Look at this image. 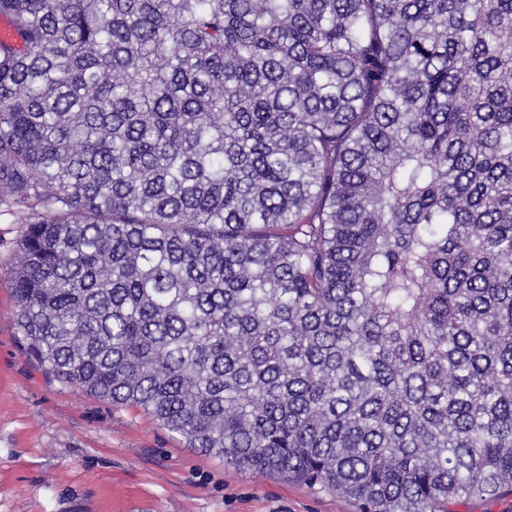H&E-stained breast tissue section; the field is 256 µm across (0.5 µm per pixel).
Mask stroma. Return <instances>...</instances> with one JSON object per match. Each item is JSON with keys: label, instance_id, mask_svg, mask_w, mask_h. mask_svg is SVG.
<instances>
[{"label": "stroma", "instance_id": "obj_1", "mask_svg": "<svg viewBox=\"0 0 512 512\" xmlns=\"http://www.w3.org/2000/svg\"><path fill=\"white\" fill-rule=\"evenodd\" d=\"M21 231L0 218V512H361L336 494L225 465L143 409L56 380L17 334Z\"/></svg>", "mask_w": 512, "mask_h": 512}]
</instances>
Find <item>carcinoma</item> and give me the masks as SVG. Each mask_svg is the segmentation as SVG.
Listing matches in <instances>:
<instances>
[{"label":"carcinoma","mask_w":512,"mask_h":512,"mask_svg":"<svg viewBox=\"0 0 512 512\" xmlns=\"http://www.w3.org/2000/svg\"><path fill=\"white\" fill-rule=\"evenodd\" d=\"M0 16L41 366L362 512L512 492V0Z\"/></svg>","instance_id":"cac0c4a2"}]
</instances>
